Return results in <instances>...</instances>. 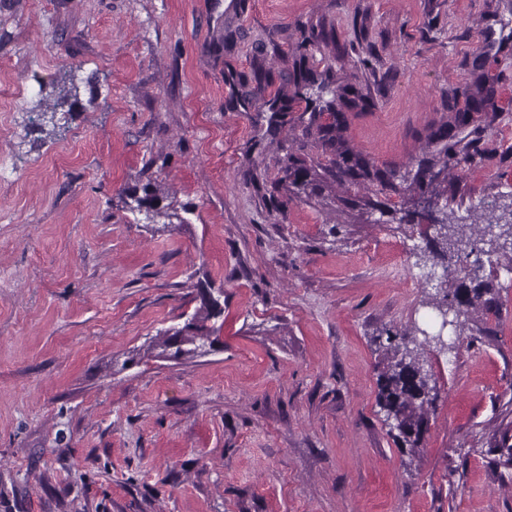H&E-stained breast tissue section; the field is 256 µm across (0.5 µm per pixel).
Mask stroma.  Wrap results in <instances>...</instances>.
<instances>
[{
	"mask_svg": "<svg viewBox=\"0 0 512 512\" xmlns=\"http://www.w3.org/2000/svg\"><path fill=\"white\" fill-rule=\"evenodd\" d=\"M258 62L268 98L331 71L381 168L469 111L488 156L452 170L448 216L494 224L460 261L486 306L443 326L433 226L364 204L397 192L273 190ZM69 70L65 135L27 132ZM486 87L495 113L468 110ZM148 189L187 223L139 221ZM510 255L512 0H0V512H512ZM209 291L214 350L147 353ZM386 329L445 340L413 454L377 404Z\"/></svg>",
	"mask_w": 512,
	"mask_h": 512,
	"instance_id": "1",
	"label": "stroma"
}]
</instances>
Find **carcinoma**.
Listing matches in <instances>:
<instances>
[{
	"label": "carcinoma",
	"mask_w": 512,
	"mask_h": 512,
	"mask_svg": "<svg viewBox=\"0 0 512 512\" xmlns=\"http://www.w3.org/2000/svg\"><path fill=\"white\" fill-rule=\"evenodd\" d=\"M295 96L313 106L305 118L303 134L316 131L315 143L321 148L322 155L327 158L326 164H318L322 181L340 185L348 182L365 184L375 188L378 193L395 191L397 183H405L407 189L414 192V195L403 199V204L408 206L409 217L413 215L412 208L415 207L416 197L423 196L425 188L432 186L441 174L448 173L462 161L479 164L485 158V150L480 147L479 132L468 133L469 140L466 141L457 137L452 130L441 127L433 134L434 140L442 143L438 150L441 163L438 171H433L434 165L429 161L419 164L413 173L382 169L363 155L352 152L342 141L340 131L347 119L345 113L337 109L339 95L337 90L332 88L330 78L319 80L301 76L297 79ZM77 102L78 86L72 81L63 82L56 102L40 109L39 130L43 131L48 127L50 133H57L64 127L63 121L66 120L67 110L73 108ZM287 102L288 99L283 97L267 101L268 110L271 112L269 132L273 136L282 132L283 121L280 114L285 111ZM281 183L291 185L303 193H312L316 189L312 166L308 165L306 158L290 151L282 160L279 177L276 179V184ZM433 224L435 238L431 254L433 261L443 267L442 277L435 284V288L443 289V295L435 298L434 306H454L460 315L471 309L478 310L483 291L481 284L478 283L471 288H458L451 295L448 294V289L442 288V285L447 282L448 277L458 273V263L461 260L460 245L465 242L470 245V249L475 250L477 243L483 241V238L471 236L465 241L448 233V213L445 211L433 218ZM223 327V312L216 311L213 306H207L203 313H195L184 326L183 335L187 336V348L182 350V354H197L196 338L216 336ZM374 343L401 353L400 358L389 361L378 374L377 403L386 420L398 431L402 441L409 447L416 448L423 437L428 407L434 400V387L430 385L431 376L425 370L421 359L423 345L430 343V340L425 338L419 342L415 338L388 331L384 337H375Z\"/></svg>",
	"instance_id": "1"
}]
</instances>
